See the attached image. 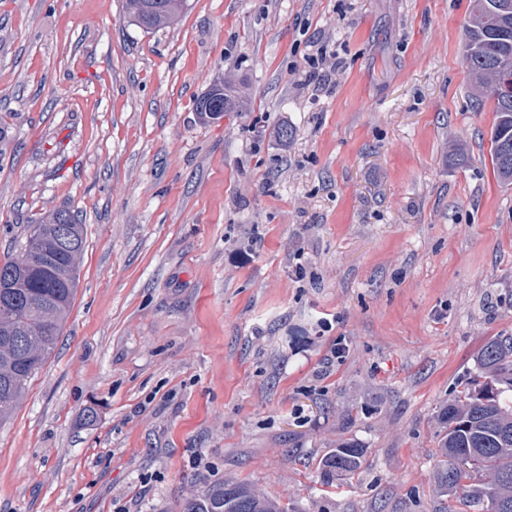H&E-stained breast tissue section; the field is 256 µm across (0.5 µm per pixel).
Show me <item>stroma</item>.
<instances>
[{
	"mask_svg": "<svg viewBox=\"0 0 512 512\" xmlns=\"http://www.w3.org/2000/svg\"><path fill=\"white\" fill-rule=\"evenodd\" d=\"M473 5L187 0L147 33L122 0H0V259L57 209L86 237L0 424V512H179L223 482L286 512L444 507L438 411L512 336ZM227 80L241 111L204 121ZM346 442L360 470L322 479Z\"/></svg>",
	"mask_w": 512,
	"mask_h": 512,
	"instance_id": "stroma-1",
	"label": "stroma"
}]
</instances>
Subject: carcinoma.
I'll list each match as a JSON object with an SVG mask.
<instances>
[{"label": "carcinoma", "mask_w": 512, "mask_h": 512, "mask_svg": "<svg viewBox=\"0 0 512 512\" xmlns=\"http://www.w3.org/2000/svg\"><path fill=\"white\" fill-rule=\"evenodd\" d=\"M184 0H124L125 16L145 32L169 26ZM464 58L474 82L476 101L493 104L490 132L491 164L497 181L512 184V95L497 92L500 64L512 63V0H475L464 26ZM224 104L221 112H206L216 120L238 109L237 88L226 82L213 86L197 105ZM70 228L72 246H55L58 226ZM85 247L84 227L68 210L49 214L32 227L23 250L0 262V422L8 420L26 394L28 384L53 353L71 310L79 260ZM29 262L33 276L11 287L9 271ZM477 380L448 400L438 415V454L444 465L437 472L440 497L451 496L450 512L486 500L490 512H512V336L487 341L477 357ZM363 449L345 443L322 463L327 473L350 474L362 464ZM484 480L465 483L469 470ZM180 512H282L277 501L240 483H222L181 498Z\"/></svg>", "instance_id": "obj_1"}]
</instances>
